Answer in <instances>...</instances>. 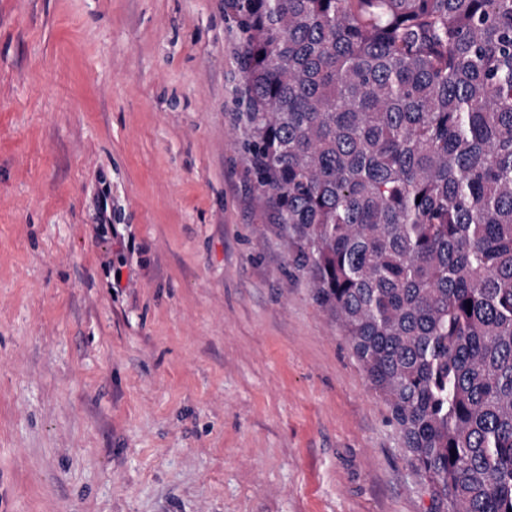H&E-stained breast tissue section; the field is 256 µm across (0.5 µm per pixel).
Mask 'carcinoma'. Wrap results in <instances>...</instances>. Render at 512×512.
Segmentation results:
<instances>
[{
  "instance_id": "cac0c4a2",
  "label": "carcinoma",
  "mask_w": 512,
  "mask_h": 512,
  "mask_svg": "<svg viewBox=\"0 0 512 512\" xmlns=\"http://www.w3.org/2000/svg\"><path fill=\"white\" fill-rule=\"evenodd\" d=\"M292 264L443 512H512V0H224Z\"/></svg>"
}]
</instances>
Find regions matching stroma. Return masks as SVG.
<instances>
[{
	"label": "stroma",
	"instance_id": "1",
	"mask_svg": "<svg viewBox=\"0 0 512 512\" xmlns=\"http://www.w3.org/2000/svg\"><path fill=\"white\" fill-rule=\"evenodd\" d=\"M224 0H0V512H438L240 143Z\"/></svg>",
	"mask_w": 512,
	"mask_h": 512
}]
</instances>
